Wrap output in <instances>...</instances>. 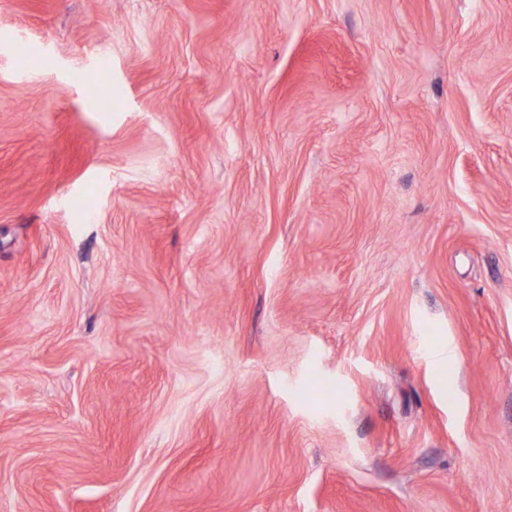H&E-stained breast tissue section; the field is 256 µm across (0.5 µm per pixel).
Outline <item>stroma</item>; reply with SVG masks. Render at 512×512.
Returning a JSON list of instances; mask_svg holds the SVG:
<instances>
[{"label":"stroma","mask_w":512,"mask_h":512,"mask_svg":"<svg viewBox=\"0 0 512 512\" xmlns=\"http://www.w3.org/2000/svg\"><path fill=\"white\" fill-rule=\"evenodd\" d=\"M0 512H512V0H0Z\"/></svg>","instance_id":"stroma-1"}]
</instances>
